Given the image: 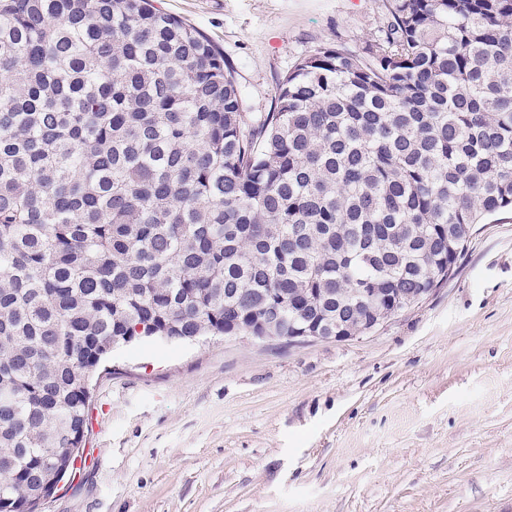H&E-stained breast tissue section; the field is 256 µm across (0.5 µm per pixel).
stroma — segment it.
I'll use <instances>...</instances> for the list:
<instances>
[{"label":"stroma","mask_w":512,"mask_h":512,"mask_svg":"<svg viewBox=\"0 0 512 512\" xmlns=\"http://www.w3.org/2000/svg\"><path fill=\"white\" fill-rule=\"evenodd\" d=\"M159 3L222 51L252 117L314 49L368 57L389 21L387 0ZM105 366L97 459L38 512H512V212L367 336L143 341Z\"/></svg>","instance_id":"35a3bbf8"}]
</instances>
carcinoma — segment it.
Segmentation results:
<instances>
[{"instance_id": "carcinoma-1", "label": "carcinoma", "mask_w": 512, "mask_h": 512, "mask_svg": "<svg viewBox=\"0 0 512 512\" xmlns=\"http://www.w3.org/2000/svg\"><path fill=\"white\" fill-rule=\"evenodd\" d=\"M388 11L252 119L153 0H0V512L74 470L112 345L384 318L512 209V0Z\"/></svg>"}]
</instances>
